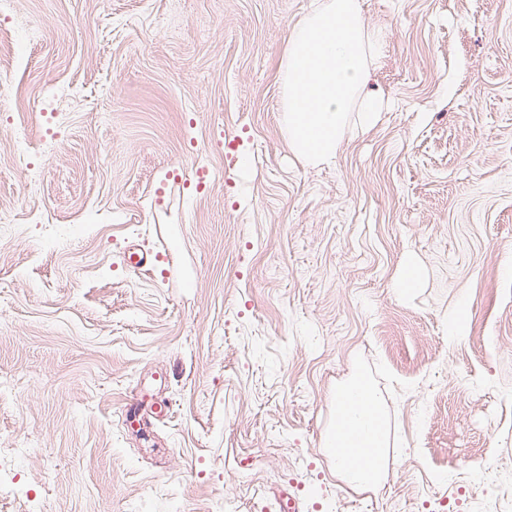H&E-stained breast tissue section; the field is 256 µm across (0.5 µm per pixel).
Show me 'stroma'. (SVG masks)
I'll list each match as a JSON object with an SVG mask.
<instances>
[{"instance_id": "35a3bbf8", "label": "stroma", "mask_w": 512, "mask_h": 512, "mask_svg": "<svg viewBox=\"0 0 512 512\" xmlns=\"http://www.w3.org/2000/svg\"><path fill=\"white\" fill-rule=\"evenodd\" d=\"M309 3L10 0L0 512H349L329 451L358 372L376 512H512V0H359L389 103L318 167L278 117Z\"/></svg>"}]
</instances>
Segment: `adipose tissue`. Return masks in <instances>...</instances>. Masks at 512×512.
<instances>
[{"label": "adipose tissue", "mask_w": 512, "mask_h": 512, "mask_svg": "<svg viewBox=\"0 0 512 512\" xmlns=\"http://www.w3.org/2000/svg\"><path fill=\"white\" fill-rule=\"evenodd\" d=\"M378 43L363 23L359 0H312L290 30L278 64L279 123L303 164L335 160L350 113H359L363 128L375 124L384 98L368 84ZM348 420L362 428L340 438L334 465L349 485L362 488L381 466L386 422L374 387L360 373L336 395V422Z\"/></svg>", "instance_id": "adipose-tissue-1"}]
</instances>
